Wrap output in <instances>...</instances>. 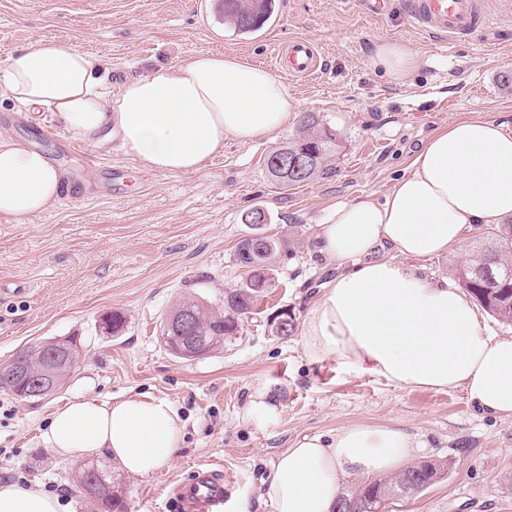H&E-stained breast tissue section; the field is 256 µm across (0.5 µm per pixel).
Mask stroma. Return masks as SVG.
Returning <instances> with one entry per match:
<instances>
[{"label":"stroma","instance_id":"1","mask_svg":"<svg viewBox=\"0 0 512 512\" xmlns=\"http://www.w3.org/2000/svg\"><path fill=\"white\" fill-rule=\"evenodd\" d=\"M375 16L355 0H278L274 21L239 35L224 27L216 0H91L74 13L69 0H0V71L32 39L47 38L97 58L108 81L174 67L202 53H230L263 65L295 40L315 45L322 69L313 78H284L298 116L320 115L339 147L330 171L283 187L265 168L268 154L298 133L291 121L273 140L224 141V153L198 172L140 171L119 144L65 152L57 123H35L0 98V136L35 143L66 174L92 183L88 160L127 168L123 194L89 192L82 204L57 205L25 224L0 222V365L24 346L77 337L81 363L64 386L34 402L0 392V484L39 485L65 512H93L75 482L79 461L42 443L53 413L73 396L100 400L139 394L167 400L183 421L174 465L149 478L98 460L122 490L128 512H171L166 487L201 463L221 465L231 505L271 512L262 481L277 456L303 435L328 434L349 423L399 425L425 446L417 459H439L444 474L421 494L393 501L388 512H512V418L483 415L462 390L402 389L336 365L309 364L299 335L272 331L285 310L302 321L335 268L316 251V233L339 203L383 201L415 153L437 129L460 118H484L512 130V0H487L492 16L471 36L435 37L408 18L407 0H389ZM384 40L408 44L421 65L401 80L373 69ZM263 208L265 234L287 240L272 286L241 323L236 340L208 357L182 360L161 337L165 314L183 299L218 300L246 278L235 247L249 229L242 217ZM474 226L445 256L419 262L432 279L484 242ZM119 312L117 337L97 328ZM267 382L282 407L278 427L262 430L243 418L257 382Z\"/></svg>","mask_w":512,"mask_h":512}]
</instances>
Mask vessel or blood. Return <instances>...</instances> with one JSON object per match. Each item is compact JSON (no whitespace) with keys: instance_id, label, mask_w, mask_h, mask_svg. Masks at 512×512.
<instances>
[{"instance_id":"obj_1","label":"vessel or blood","mask_w":512,"mask_h":512,"mask_svg":"<svg viewBox=\"0 0 512 512\" xmlns=\"http://www.w3.org/2000/svg\"><path fill=\"white\" fill-rule=\"evenodd\" d=\"M409 13L418 28L451 37L471 35L487 21L484 0H410ZM289 51L291 76L317 73L320 60L308 42H294ZM171 499L176 512H224L229 496L223 471L207 465L195 467L187 481L172 486Z\"/></svg>"}]
</instances>
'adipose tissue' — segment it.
Wrapping results in <instances>:
<instances>
[{"mask_svg":"<svg viewBox=\"0 0 512 512\" xmlns=\"http://www.w3.org/2000/svg\"><path fill=\"white\" fill-rule=\"evenodd\" d=\"M370 63L397 80L420 57L385 41ZM0 92L24 110L51 113L76 140H119L140 169L170 174L203 169L227 137L276 138L296 110L277 77L234 54H200L116 93L99 77L95 57L40 37L10 57ZM61 183L42 151L0 138L1 219L21 223L47 211ZM510 219L512 131L483 118L438 129L383 202L337 205L320 225L316 249L337 274L302 320L305 358L402 388L457 387L482 412L512 418V336L484 332L468 294L410 265L450 253L471 226ZM386 243L400 261L376 258ZM182 427L164 400L79 396L53 414L42 442L62 458L106 453L122 471L148 478L173 465ZM418 446L398 425L356 423L306 435L278 456L262 498L272 512H332L344 477L398 471ZM62 508L40 487L0 484V512Z\"/></svg>","mask_w":512,"mask_h":512,"instance_id":"obj_1","label":"adipose tissue"}]
</instances>
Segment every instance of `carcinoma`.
Returning <instances> with one entry per match:
<instances>
[{"mask_svg": "<svg viewBox=\"0 0 512 512\" xmlns=\"http://www.w3.org/2000/svg\"><path fill=\"white\" fill-rule=\"evenodd\" d=\"M224 26L241 34L260 29L273 16L276 0H221ZM301 137L272 151L266 159V169L271 161L283 150L288 154L306 159L304 175L293 178L279 177L284 185L310 182L328 174L326 162L336 151V133L318 115L306 113L299 123ZM269 246L259 255L247 254L236 246L235 258L240 267L246 269L247 278L239 288L224 292L220 303L205 298H192L174 307L164 318L162 338L171 353L184 358L179 344L181 340L179 317L189 310L193 313L195 335L205 341V353L209 354L232 341L239 334V322L252 312L264 290L261 286L272 282V272L281 253L287 249L284 239L267 237ZM512 224L500 226L489 237L488 243L480 250L456 265L454 273L458 281L468 288L481 302L484 310L499 322L512 324V278H506L512 269ZM51 349L43 341L33 343L16 352L9 363L0 365V390L21 401L17 392L19 378L36 375L42 361ZM441 465L433 461H420L408 466L402 473L373 480L343 494L338 502H346V512H376L381 501L399 500L412 497L429 488L440 478ZM104 512H127L126 501L118 494L90 495Z\"/></svg>", "mask_w": 512, "mask_h": 512, "instance_id": "carcinoma-1", "label": "carcinoma"}]
</instances>
